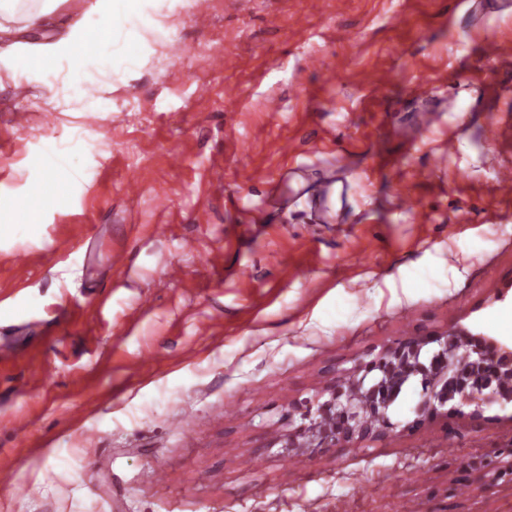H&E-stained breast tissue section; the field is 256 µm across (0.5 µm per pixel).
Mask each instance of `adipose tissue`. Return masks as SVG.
<instances>
[{"label":"adipose tissue","mask_w":512,"mask_h":512,"mask_svg":"<svg viewBox=\"0 0 512 512\" xmlns=\"http://www.w3.org/2000/svg\"><path fill=\"white\" fill-rule=\"evenodd\" d=\"M58 0H0V63L8 73L24 71L51 95L55 107L66 112H98L105 94L126 77L125 63L142 56L139 31L153 21L155 0H94L81 22L65 35L31 48H20L28 29L58 26ZM93 39H86V31ZM78 170L69 159H44L38 166L31 194L23 208L34 210L57 198Z\"/></svg>","instance_id":"ef3b65f1"}]
</instances>
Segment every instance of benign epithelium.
I'll list each match as a JSON object with an SVG mask.
<instances>
[{"label":"benign epithelium","instance_id":"obj_1","mask_svg":"<svg viewBox=\"0 0 512 512\" xmlns=\"http://www.w3.org/2000/svg\"><path fill=\"white\" fill-rule=\"evenodd\" d=\"M455 327L443 334L426 338L408 337L381 349L372 359L360 361L342 371L330 383L322 386L313 398L288 403L284 418L287 429L282 439L288 453L312 457L324 448L356 447L366 441L381 440L396 430L398 424L388 415L389 394L397 390L411 375H421L427 389L417 410L416 426L444 414L442 408L455 390L460 406L453 408L458 415L471 419L483 417L484 407L505 406L512 399L502 400L490 391L484 371L501 365L512 368V346L491 336L470 337V347L464 357L458 356V334ZM431 342L440 346L436 360L429 366L420 362L422 348ZM359 382L365 390V403L354 404L345 390L347 384ZM470 407L464 412L462 407ZM301 422H295V415ZM472 482L482 491L512 482V449L499 451L491 459L482 455L467 462Z\"/></svg>","mask_w":512,"mask_h":512}]
</instances>
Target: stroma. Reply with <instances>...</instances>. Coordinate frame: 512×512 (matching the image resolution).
<instances>
[{
  "mask_svg": "<svg viewBox=\"0 0 512 512\" xmlns=\"http://www.w3.org/2000/svg\"><path fill=\"white\" fill-rule=\"evenodd\" d=\"M208 2L198 27L162 0L166 41L104 112L49 113L0 68V512H512L465 469L512 448V406L277 441L384 344L512 342V0ZM49 146L82 175L24 211Z\"/></svg>",
  "mask_w": 512,
  "mask_h": 512,
  "instance_id": "1",
  "label": "stroma"
}]
</instances>
